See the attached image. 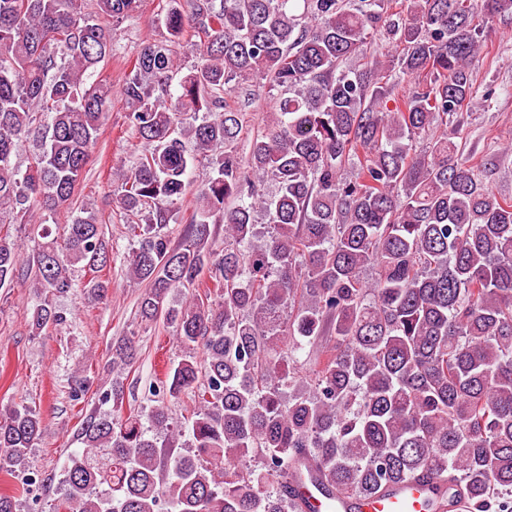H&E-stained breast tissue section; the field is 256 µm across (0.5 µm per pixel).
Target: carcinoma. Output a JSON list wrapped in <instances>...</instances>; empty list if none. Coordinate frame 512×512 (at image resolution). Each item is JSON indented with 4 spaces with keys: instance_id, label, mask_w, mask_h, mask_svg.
Returning <instances> with one entry per match:
<instances>
[{
    "instance_id": "cac0c4a2",
    "label": "carcinoma",
    "mask_w": 512,
    "mask_h": 512,
    "mask_svg": "<svg viewBox=\"0 0 512 512\" xmlns=\"http://www.w3.org/2000/svg\"><path fill=\"white\" fill-rule=\"evenodd\" d=\"M168 2L167 35L141 48L121 88L144 151L117 202L137 242L125 263L145 285L141 319H163L186 354L152 388L146 423L123 413L112 381L100 399L112 410L83 421L55 512H296L297 453L320 485L356 496L426 474L430 512H512V196L448 134L476 92L484 31L512 18V0H401L398 12L392 0ZM139 4L97 9L118 23ZM188 29L203 43L183 74ZM382 32L394 53H379ZM112 45L84 0H0V213L44 225L35 332L67 322L54 299L75 267L109 261L94 211L72 215L62 244L45 224L99 140L112 90L92 77ZM255 79L275 107L244 164L225 95ZM403 83L414 90L394 95ZM33 134L22 171L14 158ZM196 155L210 170L174 245L167 227ZM212 224L224 225L221 250L208 248ZM23 261L1 224L0 288ZM204 273L213 291L169 303ZM136 353L124 337L112 370ZM186 392L182 423L168 401ZM43 430L29 406L1 412L0 471L35 482L28 453Z\"/></svg>"
}]
</instances>
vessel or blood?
Wrapping results in <instances>:
<instances>
[{"label":"vessel or blood","mask_w":512,"mask_h":512,"mask_svg":"<svg viewBox=\"0 0 512 512\" xmlns=\"http://www.w3.org/2000/svg\"><path fill=\"white\" fill-rule=\"evenodd\" d=\"M290 496L299 512H426L428 486L406 481L393 485L382 497L354 496L337 490L324 491L318 484L291 473Z\"/></svg>","instance_id":"vessel-or-blood-1"}]
</instances>
